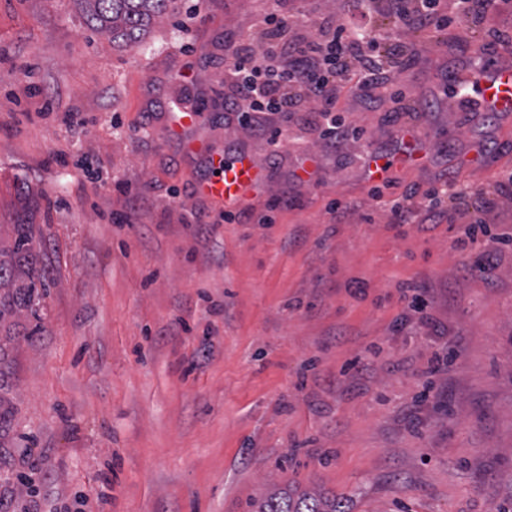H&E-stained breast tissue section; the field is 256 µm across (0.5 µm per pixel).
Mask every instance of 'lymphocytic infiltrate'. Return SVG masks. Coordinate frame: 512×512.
Returning a JSON list of instances; mask_svg holds the SVG:
<instances>
[{
  "mask_svg": "<svg viewBox=\"0 0 512 512\" xmlns=\"http://www.w3.org/2000/svg\"><path fill=\"white\" fill-rule=\"evenodd\" d=\"M404 1L393 0L399 28L372 36L349 23L299 36L286 18L270 10L262 20L261 42L243 38L224 50V82L230 88L224 97L225 111L236 114L242 127L264 135L268 132L264 116L284 121L310 102L323 124L324 137L346 138V129L334 115L337 95L349 85L367 97L387 88L390 78L382 57L399 53L401 25L444 28L453 19L467 23L496 4V0H454L455 14L450 17L439 13L440 0H412L409 9Z\"/></svg>",
  "mask_w": 512,
  "mask_h": 512,
  "instance_id": "1",
  "label": "lymphocytic infiltrate"
}]
</instances>
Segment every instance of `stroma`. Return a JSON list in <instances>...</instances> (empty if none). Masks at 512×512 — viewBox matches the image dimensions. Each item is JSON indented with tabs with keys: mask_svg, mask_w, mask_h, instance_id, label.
<instances>
[{
	"mask_svg": "<svg viewBox=\"0 0 512 512\" xmlns=\"http://www.w3.org/2000/svg\"><path fill=\"white\" fill-rule=\"evenodd\" d=\"M269 7L176 0L127 46L74 0H0V249L31 225L50 283L0 318V512H253L290 483L351 512L512 502V118L444 93L475 44L512 34V0L403 31L388 96L340 92L346 139L304 109L277 148L224 111V43L260 38ZM346 9L279 5L298 34ZM181 104L211 118L172 136ZM401 129L427 163L369 183L363 151L397 153ZM189 141L265 168L232 222L196 195ZM449 180L465 195L429 217ZM473 252L492 270H467Z\"/></svg>",
	"mask_w": 512,
	"mask_h": 512,
	"instance_id": "1",
	"label": "stroma"
}]
</instances>
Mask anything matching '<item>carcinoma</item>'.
<instances>
[{"label": "carcinoma", "instance_id": "1", "mask_svg": "<svg viewBox=\"0 0 512 512\" xmlns=\"http://www.w3.org/2000/svg\"><path fill=\"white\" fill-rule=\"evenodd\" d=\"M81 7L89 29L114 43L133 45L142 42L152 24L165 18L172 10L174 0H76ZM32 236L29 225L19 224L11 248L15 263L0 260V288L13 285L16 264L30 253ZM28 284L16 290L8 301L0 300V307L25 306L33 296L49 287L41 271L29 267L24 272ZM255 512H350L348 500L342 496L325 495L318 491L284 489L272 493L256 504Z\"/></svg>", "mask_w": 512, "mask_h": 512}]
</instances>
